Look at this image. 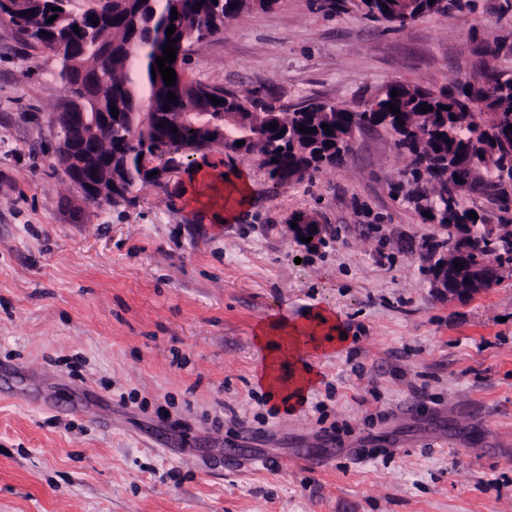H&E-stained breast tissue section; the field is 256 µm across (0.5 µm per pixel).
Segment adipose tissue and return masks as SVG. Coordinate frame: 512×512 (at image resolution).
<instances>
[{
	"instance_id": "ef3b65f1",
	"label": "adipose tissue",
	"mask_w": 512,
	"mask_h": 512,
	"mask_svg": "<svg viewBox=\"0 0 512 512\" xmlns=\"http://www.w3.org/2000/svg\"><path fill=\"white\" fill-rule=\"evenodd\" d=\"M279 332L289 342L290 359L297 363L289 378H282L278 357H270L260 374V382L269 391H285V400L289 405H297L307 389L314 383L316 374L312 367L302 363L301 358L311 352H326L340 348L345 339L341 337V328L334 312L320 309L312 313L309 319L298 322L279 321Z\"/></svg>"
}]
</instances>
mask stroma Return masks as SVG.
Here are the masks:
<instances>
[{
    "mask_svg": "<svg viewBox=\"0 0 512 512\" xmlns=\"http://www.w3.org/2000/svg\"><path fill=\"white\" fill-rule=\"evenodd\" d=\"M501 4L396 29L359 0H278L185 75L290 107L438 88L476 76L512 27ZM55 66L0 24V512H512V267L434 296L421 244L445 231L392 198L408 161L387 131L300 182L214 147L89 207L51 152ZM236 168L252 200L224 224L198 198ZM297 209L332 228L316 251L283 231ZM319 308L349 342L312 358L289 412L258 382L255 330Z\"/></svg>",
    "mask_w": 512,
    "mask_h": 512,
    "instance_id": "obj_1",
    "label": "stroma"
}]
</instances>
